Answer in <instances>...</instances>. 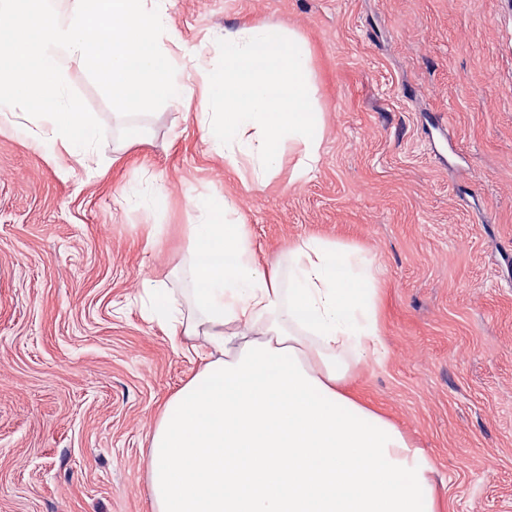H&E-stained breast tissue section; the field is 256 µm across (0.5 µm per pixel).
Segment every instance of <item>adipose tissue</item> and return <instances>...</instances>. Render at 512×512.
Returning a JSON list of instances; mask_svg holds the SVG:
<instances>
[{"instance_id": "ef3b65f1", "label": "adipose tissue", "mask_w": 512, "mask_h": 512, "mask_svg": "<svg viewBox=\"0 0 512 512\" xmlns=\"http://www.w3.org/2000/svg\"><path fill=\"white\" fill-rule=\"evenodd\" d=\"M42 34L0 44V121L43 128L45 152L90 153L97 128L69 96L79 62L127 111L181 103L188 74L206 86L209 150L247 165L263 186L284 146L300 147L296 180L321 158L323 122L310 49L295 32L224 33L221 64L164 47L165 0H67L33 19ZM185 275L189 313L171 312L145 281L173 344L209 347L203 366L162 406L151 435L154 512H435L431 461L392 423L348 396V370L378 351L375 281L364 254L315 237L288 250V271L264 267L234 206L192 197ZM256 329L253 340L238 330Z\"/></svg>"}]
</instances>
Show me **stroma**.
I'll return each instance as SVG.
<instances>
[{
  "label": "stroma",
  "mask_w": 512,
  "mask_h": 512,
  "mask_svg": "<svg viewBox=\"0 0 512 512\" xmlns=\"http://www.w3.org/2000/svg\"><path fill=\"white\" fill-rule=\"evenodd\" d=\"M178 45L221 58L243 24L310 46L320 162L263 187L201 139L196 104L122 114L77 62L94 153L0 123V512H152L150 434L201 368L152 320L196 194L232 202L262 265L305 237L379 266L382 348L347 388L435 467L437 512H512V0H169ZM165 202L149 240L151 198Z\"/></svg>",
  "instance_id": "obj_1"
}]
</instances>
